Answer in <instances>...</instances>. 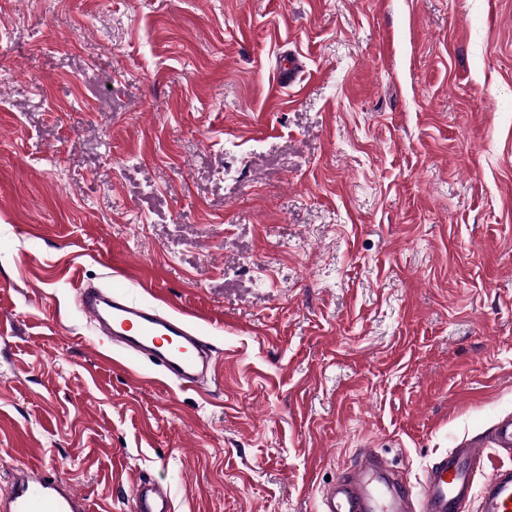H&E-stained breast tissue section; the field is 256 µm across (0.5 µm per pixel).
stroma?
<instances>
[{
    "instance_id": "1",
    "label": "stroma",
    "mask_w": 512,
    "mask_h": 512,
    "mask_svg": "<svg viewBox=\"0 0 512 512\" xmlns=\"http://www.w3.org/2000/svg\"><path fill=\"white\" fill-rule=\"evenodd\" d=\"M1 71V460L320 512L512 416V0H0ZM86 282L192 313L216 381L103 363Z\"/></svg>"
}]
</instances>
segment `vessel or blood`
<instances>
[{
  "label": "vessel or blood",
  "mask_w": 512,
  "mask_h": 512,
  "mask_svg": "<svg viewBox=\"0 0 512 512\" xmlns=\"http://www.w3.org/2000/svg\"><path fill=\"white\" fill-rule=\"evenodd\" d=\"M81 312L97 326L105 344L121 342L128 360L159 363L180 388L205 390L216 371L209 348L183 318L125 296L120 285L80 288ZM512 450V418L500 420L490 439L476 438L440 455L417 485L375 451L366 449L321 495L320 512H512V465L488 468V448ZM134 512H173L163 482L142 478L132 488ZM0 512H89L86 498L43 466L21 463L0 492Z\"/></svg>",
  "instance_id": "vessel-or-blood-1"
}]
</instances>
